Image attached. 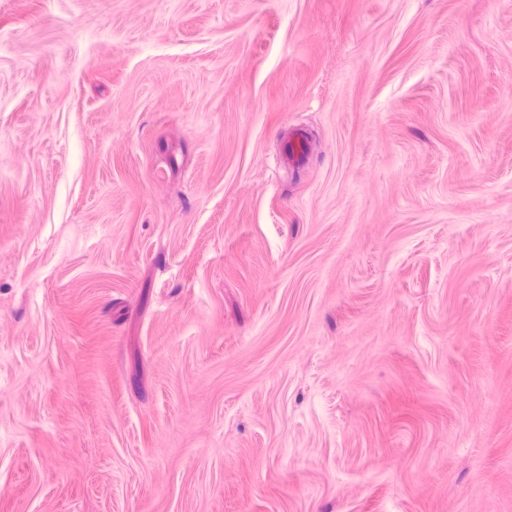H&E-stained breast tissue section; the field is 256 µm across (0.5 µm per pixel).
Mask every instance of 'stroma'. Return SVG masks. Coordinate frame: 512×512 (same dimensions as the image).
Here are the masks:
<instances>
[{"mask_svg": "<svg viewBox=\"0 0 512 512\" xmlns=\"http://www.w3.org/2000/svg\"><path fill=\"white\" fill-rule=\"evenodd\" d=\"M0 512H512V0H0Z\"/></svg>", "mask_w": 512, "mask_h": 512, "instance_id": "obj_1", "label": "stroma"}]
</instances>
